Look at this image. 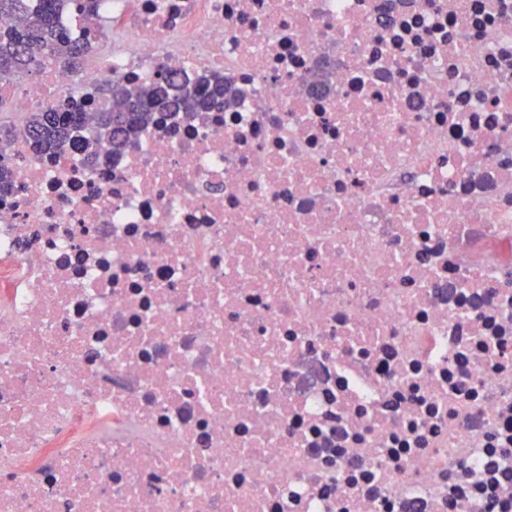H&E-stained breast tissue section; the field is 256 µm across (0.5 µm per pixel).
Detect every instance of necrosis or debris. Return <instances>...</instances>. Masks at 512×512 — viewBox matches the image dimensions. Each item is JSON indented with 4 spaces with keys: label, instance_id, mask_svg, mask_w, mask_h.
<instances>
[{
    "label": "necrosis or debris",
    "instance_id": "obj_1",
    "mask_svg": "<svg viewBox=\"0 0 512 512\" xmlns=\"http://www.w3.org/2000/svg\"><path fill=\"white\" fill-rule=\"evenodd\" d=\"M0 99V512H512V0H101ZM144 86L137 95H130L123 85L112 80L106 90H101L109 105L106 112H97L96 128L91 136L85 134L86 112L81 101L72 100L66 107L48 106L38 112H29L20 128L22 120L13 122L8 100L0 101L1 119L0 146L15 139L23 131L33 151L48 156L58 154L67 144H94L106 146L112 153L128 146L136 138L138 131L147 125L155 113L183 109L191 112L206 109L216 103L229 101L228 89L224 84L201 89H185L181 95H172L174 84L168 76ZM7 124V125H6ZM10 124V125H9Z\"/></svg>",
    "mask_w": 512,
    "mask_h": 512
}]
</instances>
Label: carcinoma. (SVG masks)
Listing matches in <instances>:
<instances>
[{"instance_id": "cac0c4a2", "label": "carcinoma", "mask_w": 512, "mask_h": 512, "mask_svg": "<svg viewBox=\"0 0 512 512\" xmlns=\"http://www.w3.org/2000/svg\"><path fill=\"white\" fill-rule=\"evenodd\" d=\"M98 0H0L1 16L22 19L18 27L0 28V81L37 69L45 61H55L65 68L79 67L86 46L73 39L61 25V20L77 10L86 14L97 11ZM173 84L166 76L144 86L137 95L129 94L123 85L114 81L102 91L109 108L97 113L96 128L86 135V112L78 100L67 106H48L29 112L19 128L0 125V145L15 139L23 132L33 151L48 156L58 154L67 144H94L118 152L136 138L154 114L184 110L206 109L216 103L229 101L228 89L222 84L201 89L184 90L173 95Z\"/></svg>"}]
</instances>
